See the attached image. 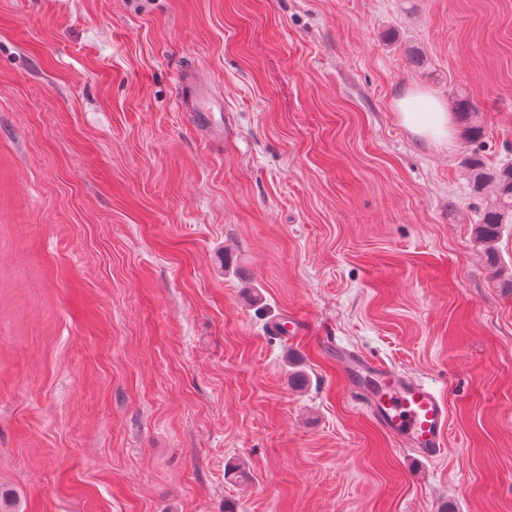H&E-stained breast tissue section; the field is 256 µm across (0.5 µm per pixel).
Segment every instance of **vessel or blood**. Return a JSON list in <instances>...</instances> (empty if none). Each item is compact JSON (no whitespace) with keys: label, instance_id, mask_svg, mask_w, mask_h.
<instances>
[{"label":"vessel or blood","instance_id":"b4317fda","mask_svg":"<svg viewBox=\"0 0 512 512\" xmlns=\"http://www.w3.org/2000/svg\"><path fill=\"white\" fill-rule=\"evenodd\" d=\"M351 392L370 407L376 423L415 456L432 460L446 447L448 405L424 382L348 354L343 358Z\"/></svg>","mask_w":512,"mask_h":512}]
</instances>
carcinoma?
<instances>
[{
    "label": "carcinoma",
    "mask_w": 512,
    "mask_h": 512,
    "mask_svg": "<svg viewBox=\"0 0 512 512\" xmlns=\"http://www.w3.org/2000/svg\"><path fill=\"white\" fill-rule=\"evenodd\" d=\"M462 122V133L472 142L480 140L484 128L477 120L468 98L461 96L454 103ZM471 191L482 201V215L473 227L475 243L483 249L488 265L498 269L501 258L496 248L504 226L512 224V164L493 166L479 153L471 152L463 161Z\"/></svg>",
    "instance_id": "cac0c4a2"
}]
</instances>
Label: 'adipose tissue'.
Segmentation results:
<instances>
[{
	"label": "adipose tissue",
	"mask_w": 512,
	"mask_h": 512,
	"mask_svg": "<svg viewBox=\"0 0 512 512\" xmlns=\"http://www.w3.org/2000/svg\"><path fill=\"white\" fill-rule=\"evenodd\" d=\"M394 108L403 125L419 138L438 144L452 141V115L445 103L430 91L410 88L396 98Z\"/></svg>",
	"instance_id": "ef3b65f1"
}]
</instances>
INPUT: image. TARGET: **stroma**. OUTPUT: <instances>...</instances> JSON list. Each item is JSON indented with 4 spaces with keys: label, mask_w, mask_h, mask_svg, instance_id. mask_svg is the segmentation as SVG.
<instances>
[{
    "label": "stroma",
    "mask_w": 512,
    "mask_h": 512,
    "mask_svg": "<svg viewBox=\"0 0 512 512\" xmlns=\"http://www.w3.org/2000/svg\"><path fill=\"white\" fill-rule=\"evenodd\" d=\"M415 86L483 142L411 133ZM475 150L512 162V0H0L9 512H512ZM345 352L444 396L443 456L382 432ZM455 111L462 122V133L471 142L480 140L484 134V128L477 120V112L473 109L468 98L461 96L454 103Z\"/></svg>",
    "instance_id": "35a3bbf8"
}]
</instances>
